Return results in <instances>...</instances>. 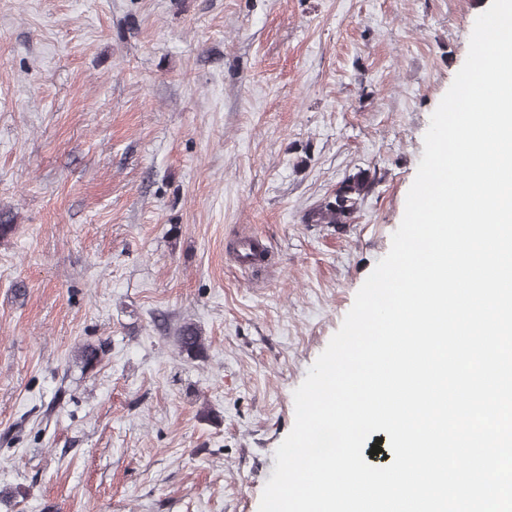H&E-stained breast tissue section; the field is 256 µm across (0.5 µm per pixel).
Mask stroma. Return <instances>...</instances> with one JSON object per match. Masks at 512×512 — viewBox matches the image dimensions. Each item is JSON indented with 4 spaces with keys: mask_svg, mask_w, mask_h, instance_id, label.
I'll return each instance as SVG.
<instances>
[{
    "mask_svg": "<svg viewBox=\"0 0 512 512\" xmlns=\"http://www.w3.org/2000/svg\"><path fill=\"white\" fill-rule=\"evenodd\" d=\"M490 4L0 0V512H259ZM374 176L367 170H360L340 182L334 196L313 209L307 216L310 224L349 223L364 196L370 192ZM244 245V246H243ZM240 252L236 253V258L241 265L250 267H260L265 262L267 248L263 242L255 237L247 238L243 243ZM243 247H246L249 255L243 253Z\"/></svg>",
    "mask_w": 512,
    "mask_h": 512,
    "instance_id": "1",
    "label": "stroma"
}]
</instances>
